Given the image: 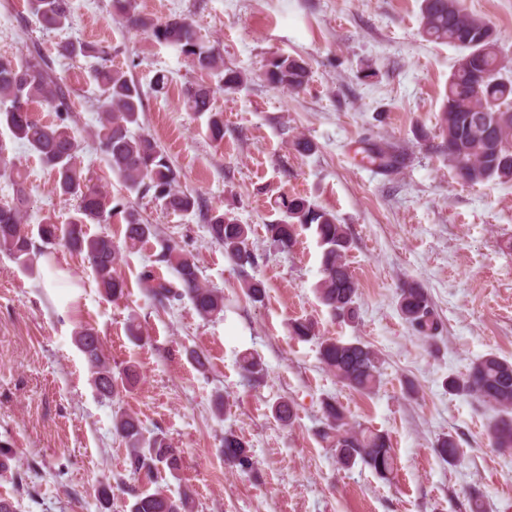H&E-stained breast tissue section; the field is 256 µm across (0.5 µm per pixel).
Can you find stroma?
Returning <instances> with one entry per match:
<instances>
[{"mask_svg":"<svg viewBox=\"0 0 512 512\" xmlns=\"http://www.w3.org/2000/svg\"><path fill=\"white\" fill-rule=\"evenodd\" d=\"M498 32L503 77L512 79V0H462ZM152 18L181 16L217 45L225 68L246 85L216 92L224 139L211 140L207 117L182 104L185 86L206 81L176 48L128 30L110 13V0H71L69 28L45 32L25 0H0V54L24 57L40 49L69 90L70 126L80 145L78 165L114 197L129 198L157 227L119 265L125 298H103L83 256L56 248L65 310L0 252V440L15 451L0 474V497L18 512H100L99 483L115 484L112 512L132 493L153 492L147 476L130 477L126 450L113 431L116 412L136 414L144 428L164 433L182 456L169 494L191 489L194 512H470L472 491L485 512H512V453L493 448L494 413L475 399L450 394L448 377L465 374L488 353L512 360V181L464 183L441 154L438 115L460 49L429 41L420 24L421 0H136ZM81 39L111 47L145 94L140 132L151 134L180 173V185L211 208L249 225L257 257L250 276L263 283L251 302L234 263L212 243L198 211L173 213L151 196L127 194L98 150L96 58H64L57 46ZM302 60L309 79L296 93L272 87L269 59ZM168 84L154 92L156 73ZM313 149L297 151V139ZM10 158L26 169L31 198L24 222L66 223L75 200L52 191L37 157L0 127ZM392 146L396 168L364 159L372 146ZM301 196L331 212L352 240L346 261L359 284L358 317L343 322L318 297L321 249L302 229L291 251L277 250L265 226L278 220L274 200ZM169 243L194 256L202 285L224 295L219 315L201 318L190 300L160 306L144 287L146 272L175 281L155 260ZM406 282L428 293L440 330L420 338L397 308ZM136 317L143 341L125 332ZM295 320L313 322L319 336L362 341L380 352L376 389L362 394L321 364L318 343L294 337ZM94 327L113 369L135 365L139 382L113 400L100 399L74 342ZM206 359L198 369L190 352ZM260 357L262 375L248 377L244 354ZM225 409L216 413V397ZM335 398L351 424L387 433L396 459L389 480L369 467H342L319 437L322 402ZM288 401L290 422L272 406ZM246 442L250 470L225 461L226 433ZM453 435L465 451L457 465L436 454L438 438Z\"/></svg>","mask_w":512,"mask_h":512,"instance_id":"35a3bbf8","label":"stroma"}]
</instances>
